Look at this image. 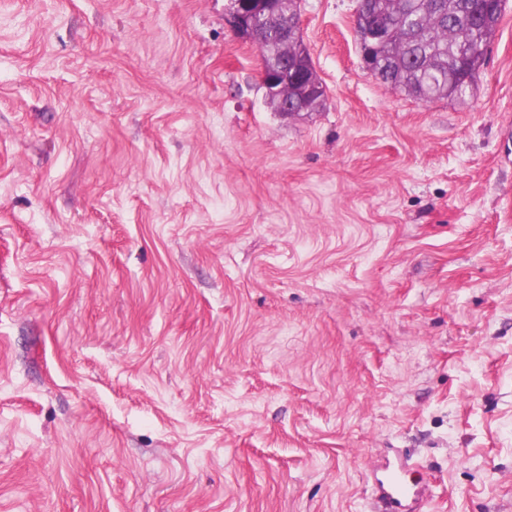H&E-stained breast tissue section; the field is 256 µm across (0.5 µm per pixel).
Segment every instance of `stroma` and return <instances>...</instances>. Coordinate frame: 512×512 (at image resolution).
Masks as SVG:
<instances>
[{
	"mask_svg": "<svg viewBox=\"0 0 512 512\" xmlns=\"http://www.w3.org/2000/svg\"><path fill=\"white\" fill-rule=\"evenodd\" d=\"M228 0H0V512H512V0L464 98L284 117ZM408 460L394 454L381 465L384 477L377 485V496L374 508L377 512L413 511L422 497L421 489L406 481Z\"/></svg>",
	"mask_w": 512,
	"mask_h": 512,
	"instance_id": "obj_1",
	"label": "stroma"
}]
</instances>
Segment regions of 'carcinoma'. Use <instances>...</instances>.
<instances>
[{
	"mask_svg": "<svg viewBox=\"0 0 512 512\" xmlns=\"http://www.w3.org/2000/svg\"><path fill=\"white\" fill-rule=\"evenodd\" d=\"M480 0H405L384 3V20L393 28L391 39L376 57L402 65V87L409 93L424 84L436 97L448 89L477 81L484 48L494 31L466 24L459 16L481 9Z\"/></svg>",
	"mask_w": 512,
	"mask_h": 512,
	"instance_id": "obj_1",
	"label": "carcinoma"
}]
</instances>
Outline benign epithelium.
<instances>
[{
  "label": "benign epithelium",
  "instance_id": "1",
  "mask_svg": "<svg viewBox=\"0 0 512 512\" xmlns=\"http://www.w3.org/2000/svg\"><path fill=\"white\" fill-rule=\"evenodd\" d=\"M228 22L238 37L258 48L266 45L265 38L269 36L285 49L301 38L300 19L288 11V0H230ZM354 29L364 70L372 77L382 79L374 48L386 41L387 25L375 14L369 23L356 25ZM297 65L291 55L282 53L277 59L263 60L259 71L267 101L283 116L307 111L308 101L322 90L313 65L308 63L302 69Z\"/></svg>",
  "mask_w": 512,
  "mask_h": 512
}]
</instances>
